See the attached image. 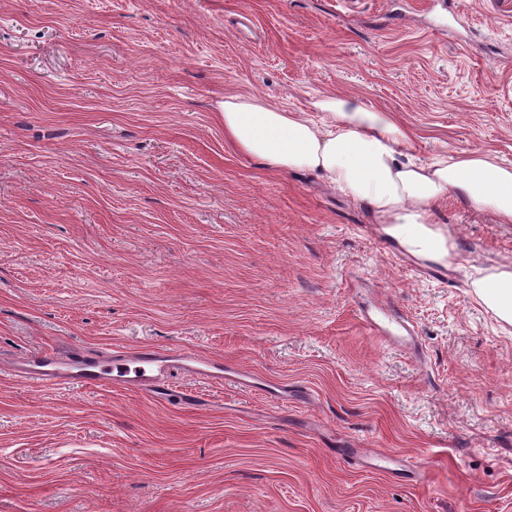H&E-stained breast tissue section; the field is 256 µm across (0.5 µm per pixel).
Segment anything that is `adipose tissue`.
<instances>
[{"mask_svg":"<svg viewBox=\"0 0 512 512\" xmlns=\"http://www.w3.org/2000/svg\"><path fill=\"white\" fill-rule=\"evenodd\" d=\"M312 107L326 115L325 124L257 97L228 94L224 133L241 153L271 170L320 173L368 207L382 236L426 263L444 266L453 257L432 214L448 196L512 223L511 164L496 163L478 149L434 163L405 162L410 136L393 114L342 94L321 97ZM473 288L501 321L512 324V271L487 274Z\"/></svg>","mask_w":512,"mask_h":512,"instance_id":"1","label":"adipose tissue"}]
</instances>
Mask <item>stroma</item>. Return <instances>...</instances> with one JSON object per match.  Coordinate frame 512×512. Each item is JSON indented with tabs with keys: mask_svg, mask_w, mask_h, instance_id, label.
Returning a JSON list of instances; mask_svg holds the SVG:
<instances>
[{
	"mask_svg": "<svg viewBox=\"0 0 512 512\" xmlns=\"http://www.w3.org/2000/svg\"><path fill=\"white\" fill-rule=\"evenodd\" d=\"M336 91L393 113L406 158L512 162V0H0V512H512V325L470 286L512 270V224L440 201L459 255L434 277L224 137L225 95ZM357 276L419 358L363 330ZM71 347L248 376L9 373ZM60 360L54 352L42 351L34 356L32 362L35 367L25 370L13 369V372L19 379L34 385H61L69 382L96 385L104 379H109L114 385H120L127 389L146 390L152 393L165 390L164 384L175 367L183 370L187 375H198L211 379L221 377L207 369L214 368L212 362L188 351L178 356L165 354L154 349L142 350L133 357L118 353L113 354L112 361L107 364L74 352L70 361L72 366L77 369L75 372L63 373L43 369L60 363ZM173 360L177 362H173ZM185 362H192L198 366L189 365ZM106 371L112 372L111 378L104 377Z\"/></svg>",
	"mask_w": 512,
	"mask_h": 512,
	"instance_id": "obj_1",
	"label": "stroma"
}]
</instances>
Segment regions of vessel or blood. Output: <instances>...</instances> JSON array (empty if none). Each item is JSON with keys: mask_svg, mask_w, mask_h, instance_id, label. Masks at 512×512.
<instances>
[{"mask_svg": "<svg viewBox=\"0 0 512 512\" xmlns=\"http://www.w3.org/2000/svg\"><path fill=\"white\" fill-rule=\"evenodd\" d=\"M352 288L357 298L360 321L368 334L381 345L402 352L414 350L415 331L405 317L369 291L367 283L356 281ZM58 361L54 352L37 353L32 368L18 371L17 376L27 383L44 386L69 382L96 385L108 378L113 384L128 389L156 393L163 390L172 369L205 377L211 366L209 360L189 352L173 356L154 349L140 351L132 357L118 353L107 363L76 353L71 358L73 369L67 373L56 371Z\"/></svg>", "mask_w": 512, "mask_h": 512, "instance_id": "obj_1", "label": "vessel or blood"}]
</instances>
